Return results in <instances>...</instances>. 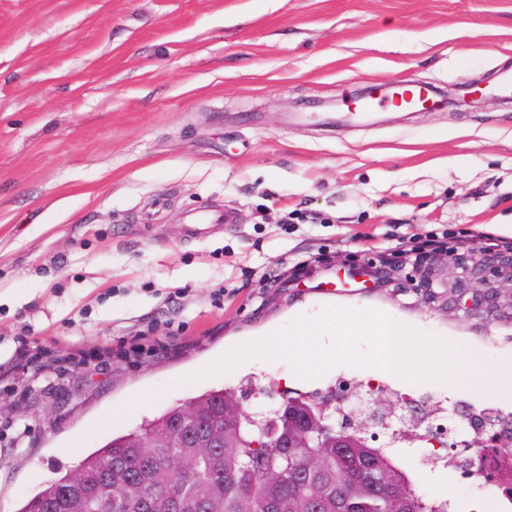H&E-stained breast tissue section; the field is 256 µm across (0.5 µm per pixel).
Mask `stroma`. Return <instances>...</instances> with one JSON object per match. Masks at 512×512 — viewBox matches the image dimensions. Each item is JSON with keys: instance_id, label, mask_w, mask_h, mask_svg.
<instances>
[{"instance_id": "obj_1", "label": "stroma", "mask_w": 512, "mask_h": 512, "mask_svg": "<svg viewBox=\"0 0 512 512\" xmlns=\"http://www.w3.org/2000/svg\"><path fill=\"white\" fill-rule=\"evenodd\" d=\"M512 0H0V512H18L57 472L112 437L211 388L251 411L282 394L346 385L450 426L512 400L486 385H409L341 365L319 381L281 360L177 379L233 342L287 326L301 309L386 311L491 358L512 355V292L407 257L400 240L512 238ZM440 94L474 82L476 107L374 122H294L343 112L380 83ZM200 210L224 224L189 234ZM426 421L379 433L415 490L448 475L467 508L465 469L434 460Z\"/></svg>"}]
</instances>
